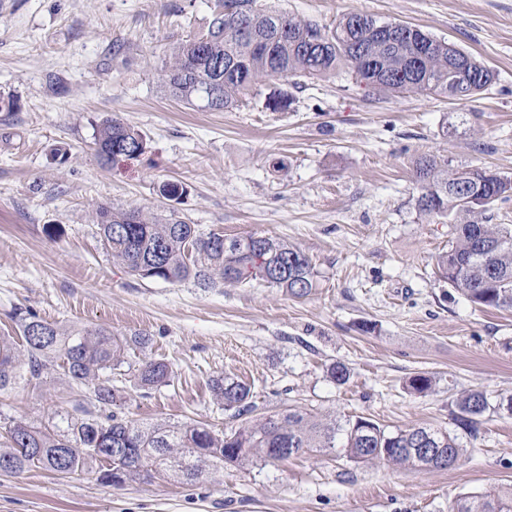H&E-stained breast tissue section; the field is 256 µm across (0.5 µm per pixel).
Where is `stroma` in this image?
Masks as SVG:
<instances>
[{
	"mask_svg": "<svg viewBox=\"0 0 512 512\" xmlns=\"http://www.w3.org/2000/svg\"><path fill=\"white\" fill-rule=\"evenodd\" d=\"M333 24L345 12L449 40L496 73L476 100L368 94L346 71L249 88L224 112L189 109L154 67L205 29L213 0H0V336L13 314L148 336L130 362L169 365L168 385L112 384L119 410L144 421L238 426L208 383L235 375L255 415L296 408L390 429L447 431L464 453L448 470L355 463L343 453L225 466L224 478H155L110 486L96 474L33 468L0 474V512H448L460 495L512 485V413L487 410L476 434L457 422L472 389L512 396V310H486L441 280L448 220L416 206L415 159L512 176V0H267ZM290 109L265 107L275 93ZM140 129V158L103 165L98 124ZM178 210L202 232L259 233L300 247L317 281L293 298L264 284L200 288L145 280L101 245L98 207ZM344 364L350 377L329 373ZM417 374L433 392L410 393ZM59 378L0 396V419L31 421L89 405Z\"/></svg>",
	"mask_w": 512,
	"mask_h": 512,
	"instance_id": "stroma-1",
	"label": "stroma"
}]
</instances>
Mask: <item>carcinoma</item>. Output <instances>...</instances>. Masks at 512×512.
Returning <instances> with one entry per match:
<instances>
[{
    "label": "carcinoma",
    "instance_id": "obj_1",
    "mask_svg": "<svg viewBox=\"0 0 512 512\" xmlns=\"http://www.w3.org/2000/svg\"><path fill=\"white\" fill-rule=\"evenodd\" d=\"M384 24L393 27L386 37L379 31ZM462 62L493 82V71L482 62L411 25L346 12L327 27L298 20L260 0H214L206 30L173 47L157 68V79L169 96L199 109L210 87H218L220 112L236 106L240 95L260 81L323 78L343 68L371 90L472 101L483 89L460 79ZM95 145L105 161L116 153L133 159L145 152L147 140L135 127L105 119L97 127ZM414 166L419 211L459 218L448 224V251L436 258L439 276L480 308L512 310V224L491 223L495 202L512 194V178L480 167L451 169L434 156H422ZM185 194L183 185L165 184L161 195L171 205L164 215L98 207L96 223L104 248L141 279L190 281L200 288L258 281L294 298L310 295L317 271L300 248L257 234H205L178 215L175 205ZM17 317L23 348L17 347L15 337L0 336V393L23 383L40 384L60 370L70 386L93 389L97 410H86L81 417L56 410L44 422L3 421L1 474L42 468L66 477L94 471L102 483L115 486L136 477L193 480L255 459L275 463L305 450L327 453L336 449L338 440L347 458L362 463L445 470L462 454L456 438L440 429L390 430L370 418L341 422L294 408L221 431L206 424L138 422L111 409L117 389L104 374L126 364L139 387L168 385L171 370L166 363H126L127 348L145 347L148 337L120 338L102 328L49 322L30 311ZM210 390L232 417L253 413L251 388L238 378L217 375ZM490 407L485 391L468 392L458 402L459 425L475 431L477 419ZM411 448L439 452L415 457ZM449 512H512V487L460 496Z\"/></svg>",
    "mask_w": 512,
    "mask_h": 512
}]
</instances>
